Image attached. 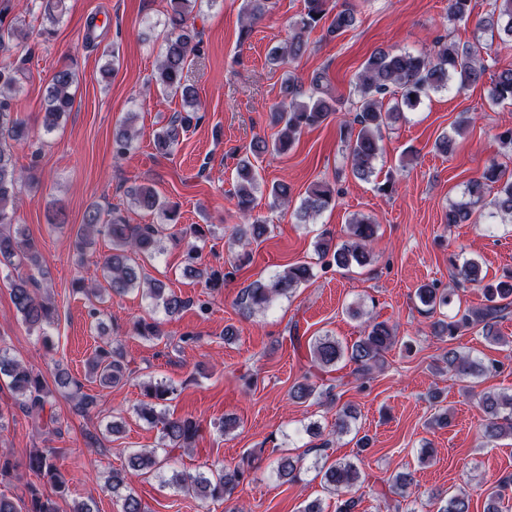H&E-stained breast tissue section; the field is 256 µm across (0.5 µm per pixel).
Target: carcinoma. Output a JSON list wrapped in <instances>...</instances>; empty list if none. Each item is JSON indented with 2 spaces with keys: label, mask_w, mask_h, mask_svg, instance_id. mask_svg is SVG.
<instances>
[{
  "label": "carcinoma",
  "mask_w": 512,
  "mask_h": 512,
  "mask_svg": "<svg viewBox=\"0 0 512 512\" xmlns=\"http://www.w3.org/2000/svg\"><path fill=\"white\" fill-rule=\"evenodd\" d=\"M9 0H0V46L19 38L17 28L6 25L4 16L9 10ZM305 11L288 24L290 34L287 40L270 48L268 57L274 64L285 65L301 58L308 49L305 34L321 22H328L327 34L335 37L353 28L356 24L354 9H338L331 0H305ZM199 0H170L171 11L167 17V31L164 36L161 58L154 73L158 90L164 94L181 97L183 111L175 113L168 123L154 135L155 150L164 155L174 152L180 138L192 123L203 119V108L193 85L187 83L186 71L203 54L200 32L189 25L191 15ZM271 0H242L243 21L240 37L247 38L252 26L262 20L270 11ZM470 0H449L448 20L460 21L469 15ZM62 0H46L41 14V33L50 35L59 21ZM482 29L502 42H512V0H493L491 10L480 20ZM20 62L0 60V264L12 265L18 261L32 267L39 266V253L35 243L14 226L13 204L18 184L26 181L32 186L38 181L31 174L18 171L12 162L10 147L25 145L30 140V131L25 121L10 110V98L18 84ZM486 66L479 53L468 45H460L439 38L434 42L433 54L373 52L356 77L353 101L355 115L353 123L359 125L358 132L344 124L340 134L346 143L352 174L365 180L372 176L375 163L382 154L381 130L397 121L406 110L416 109L422 98L429 92L455 84L462 92L477 84L483 77ZM77 80L75 71L63 66L53 76L43 100L44 127L51 131L60 120L72 110L74 104L73 86ZM495 104H512V68L498 72L490 91ZM338 99L318 76L311 81V91L304 94L302 84L293 74L283 81L281 99L271 107V124L278 128L277 137L269 142L264 138L253 139L248 149L238 158L235 167V196L242 223L233 226L231 239L242 247L258 241L268 232V225L254 214L255 193L260 187L256 159L268 152L284 153L292 146L301 133L329 120L337 112ZM136 113L130 112L113 136V155L124 156L135 137ZM335 185L328 181L314 183L307 191L295 217L305 224L336 198ZM467 201L454 203L448 208L446 223L465 224L470 221L476 209H489L488 216L512 219V174L495 161L488 164L481 174L467 182ZM291 188L286 182L274 183L269 191L273 205L289 202ZM131 206L150 213H156L160 224H128L116 212L104 211L97 205L90 206L84 215V224L78 230L76 245L87 250L93 244L92 236L102 231L112 239V254L102 262V276L106 291L116 296L135 289L143 292L155 305L173 316L190 305V301L178 296L165 284L151 277L147 269L133 259V256L152 257L162 251L165 225L176 220V208L161 199L157 190L150 186L134 187L128 191ZM377 232L376 225L368 219H352L348 224V239L339 244L333 235L326 232L317 241V253L323 269L334 266L348 268L352 264L364 266L370 263L369 244ZM199 246L187 245L186 271L204 279V287L219 291L224 287L226 273L221 270H203L196 266ZM456 284L471 283L483 289V303L475 308L457 312L448 320L433 323V334L450 339L459 333L482 329L484 337L492 343L512 352V340L498 334L497 319L512 307L507 299L512 298V273H506L494 283H483L479 263L473 259L456 268ZM313 277L312 268L305 264L289 266L267 279H258L242 288L238 306L242 313L251 315L269 307L278 297H290L305 282ZM39 285L34 277H19L11 283V300L17 313L32 330L45 334L46 327L57 320L58 314L48 299L38 294ZM415 295L424 312L431 314L436 309L450 304L451 294L440 289L435 283H424L415 290ZM398 342L396 331L386 321H371L366 324L363 335L352 344H344L334 336H318L310 346L312 371L304 381L295 384L290 397L297 401L310 398L331 402L335 400L337 385L314 381L318 375L336 370L341 361L354 365L356 379L367 378L376 370L383 369L386 353ZM448 372L465 381L485 372L498 371L504 362L492 360L484 363L470 355L448 350ZM89 375L100 386L110 388L120 384L129 376L128 364L123 349L109 342L99 346L89 361ZM0 375L8 379L10 389L17 396V404L34 420L37 428H48L58 423L50 414L45 415L49 404L50 390L32 367L7 354L0 353ZM61 388L75 387L72 395L73 409L87 414L96 406V400L80 392V384L68 374L57 376ZM144 396L148 401L136 408L143 420L161 426V439L166 448H190L191 441L199 431L191 418H173L161 410L164 403L174 394V388L163 381H150L144 385ZM485 413L480 433L487 441L503 437L512 438V394H479ZM356 418L355 410L343 407L336 412L334 433L340 436L351 431ZM254 456L244 455L234 468L222 466L191 476L175 472L164 483L194 496L201 501H229L240 484L253 469ZM28 468L47 477L56 492L65 491V481L59 475L52 456L37 451L29 456ZM300 470L299 460L282 457L277 460L280 478L292 480ZM163 460L157 449L132 451L128 456L127 468L114 470L109 475L108 486L112 496L121 501L122 512H144L141 501L133 492V478L146 475H162ZM323 489L337 496L336 512H357L360 499L348 492L361 479V473L351 462H336L318 469ZM509 485L503 480L492 487L487 496L484 512H502V491ZM436 512H471L469 496L462 492L432 495ZM26 512H62L59 502L49 496H32Z\"/></svg>",
  "instance_id": "carcinoma-1"
}]
</instances>
